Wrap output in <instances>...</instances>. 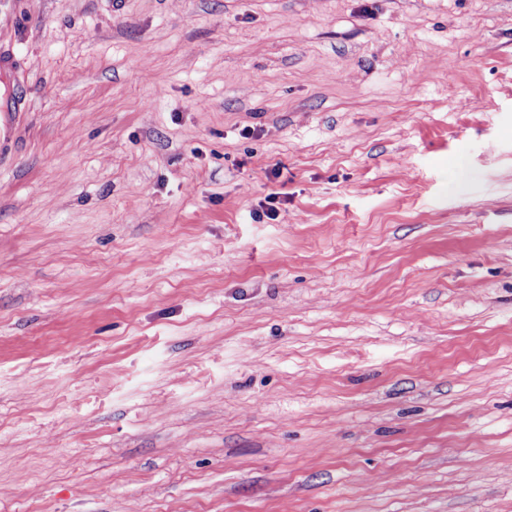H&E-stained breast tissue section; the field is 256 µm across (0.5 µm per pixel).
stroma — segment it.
<instances>
[{"instance_id": "stroma-1", "label": "stroma", "mask_w": 512, "mask_h": 512, "mask_svg": "<svg viewBox=\"0 0 512 512\" xmlns=\"http://www.w3.org/2000/svg\"><path fill=\"white\" fill-rule=\"evenodd\" d=\"M2 52L0 512H512V0H0Z\"/></svg>"}]
</instances>
